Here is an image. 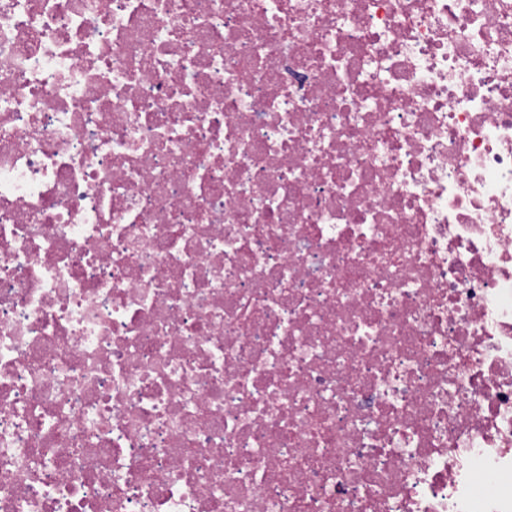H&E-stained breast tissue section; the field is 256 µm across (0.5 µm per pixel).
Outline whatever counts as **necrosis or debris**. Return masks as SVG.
I'll return each mask as SVG.
<instances>
[{
  "label": "necrosis or debris",
  "instance_id": "necrosis-or-debris-1",
  "mask_svg": "<svg viewBox=\"0 0 512 512\" xmlns=\"http://www.w3.org/2000/svg\"><path fill=\"white\" fill-rule=\"evenodd\" d=\"M0 512H512V0H0Z\"/></svg>",
  "mask_w": 512,
  "mask_h": 512
}]
</instances>
